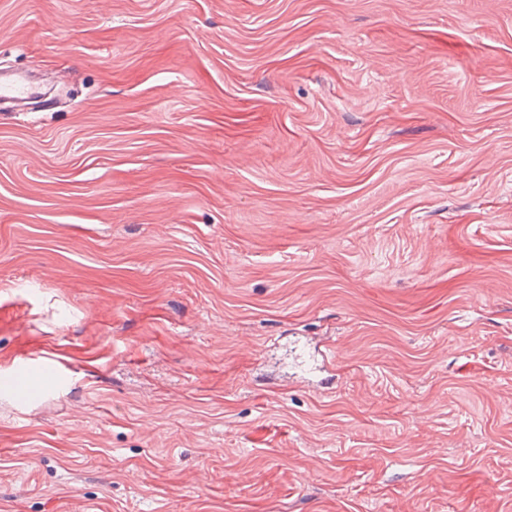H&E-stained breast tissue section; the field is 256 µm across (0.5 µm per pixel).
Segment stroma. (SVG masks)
<instances>
[{
	"label": "stroma",
	"instance_id": "obj_1",
	"mask_svg": "<svg viewBox=\"0 0 512 512\" xmlns=\"http://www.w3.org/2000/svg\"><path fill=\"white\" fill-rule=\"evenodd\" d=\"M0 70V512H512V0H0Z\"/></svg>",
	"mask_w": 512,
	"mask_h": 512
}]
</instances>
